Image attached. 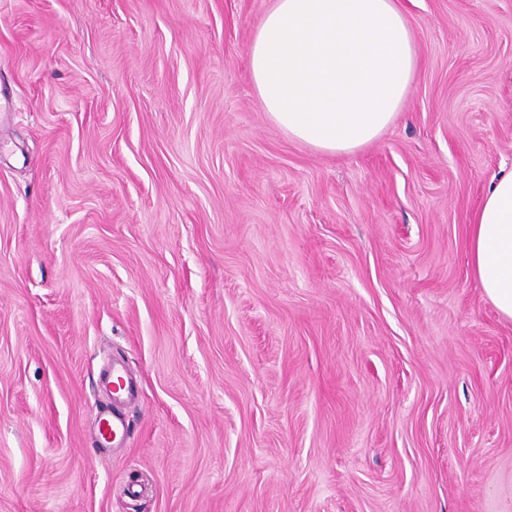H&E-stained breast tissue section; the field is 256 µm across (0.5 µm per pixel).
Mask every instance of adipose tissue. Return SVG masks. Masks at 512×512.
Listing matches in <instances>:
<instances>
[{"label":"adipose tissue","mask_w":512,"mask_h":512,"mask_svg":"<svg viewBox=\"0 0 512 512\" xmlns=\"http://www.w3.org/2000/svg\"><path fill=\"white\" fill-rule=\"evenodd\" d=\"M247 57L268 118L333 155L355 153L392 125L420 65L398 0H272ZM468 252L485 297L512 320V170L494 177L476 210Z\"/></svg>","instance_id":"obj_1"}]
</instances>
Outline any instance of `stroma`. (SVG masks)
I'll return each mask as SVG.
<instances>
[{
	"mask_svg": "<svg viewBox=\"0 0 512 512\" xmlns=\"http://www.w3.org/2000/svg\"><path fill=\"white\" fill-rule=\"evenodd\" d=\"M270 4L0 0V512H512V322L467 249L512 0H401L413 89L340 156L261 109ZM125 363H112V367L101 377L103 386L107 389L113 385L112 400L128 406L139 400L140 390L137 383L128 376ZM128 437V423L124 414L117 412L104 411L98 418V434L96 442L99 445L108 447L123 448V443Z\"/></svg>",
	"mask_w": 512,
	"mask_h": 512,
	"instance_id": "35a3bbf8",
	"label": "stroma"
}]
</instances>
